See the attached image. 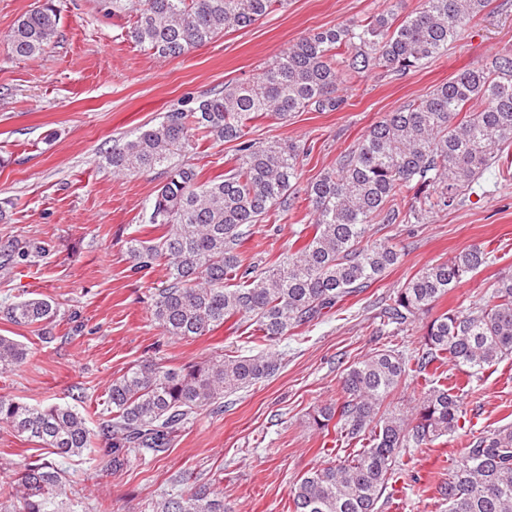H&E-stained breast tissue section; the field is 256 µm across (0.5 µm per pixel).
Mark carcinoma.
<instances>
[{"label":"carcinoma","mask_w":512,"mask_h":512,"mask_svg":"<svg viewBox=\"0 0 512 512\" xmlns=\"http://www.w3.org/2000/svg\"><path fill=\"white\" fill-rule=\"evenodd\" d=\"M398 0L349 23L308 33L247 83L220 93L116 142L104 156L118 175L160 170L164 181L148 206L147 223L161 234L133 237L127 250L138 269L164 264L169 284L156 295L155 323L168 336H205L224 322L249 323L250 343L271 345L288 332L325 317L349 296L378 281L398 261L393 248L367 240L369 224L422 223L433 209L453 208L494 164L512 178V48L492 68H469L426 97L384 113L336 167L304 189L314 233L296 252L262 268L243 266L238 248L250 228L293 207L305 150L288 142L249 137L248 123L288 120L294 112H338L372 72L406 76L448 51L480 16L487 0H422L398 18ZM288 6V0H100L106 14L133 17L130 37L143 52L176 58L229 31L246 29ZM54 0L22 15L8 35L18 58L40 55L57 37ZM237 143L224 174L201 179L180 160L195 138ZM415 200L402 207L407 198ZM493 251L473 245L415 273L384 308L401 328L429 312L468 275L492 262ZM17 326H48L58 304L30 298L0 307ZM29 349L0 336V372L23 364ZM512 355V274L488 287L467 311L448 309L428 321L422 351L404 356L383 348L346 369L344 399L317 407L313 425H333L362 448L299 478L289 490L293 512H378L389 481L409 448L464 428L458 396L425 391L411 416L382 410L403 381L425 376L446 359L478 373ZM279 369L272 353L231 356L179 368L148 361L112 380L97 426L68 406L43 408L0 394V424L17 437L63 459L105 443L107 466L136 453H163L198 411L224 408V397L256 385ZM63 471L55 461L23 457L18 478L0 483V512H57ZM448 512H512V426L470 441L440 487ZM155 512H225L224 498L199 486L169 494Z\"/></svg>","instance_id":"carcinoma-1"}]
</instances>
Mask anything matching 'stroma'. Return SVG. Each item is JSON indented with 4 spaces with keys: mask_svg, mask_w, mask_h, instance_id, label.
Listing matches in <instances>:
<instances>
[{
    "mask_svg": "<svg viewBox=\"0 0 512 512\" xmlns=\"http://www.w3.org/2000/svg\"><path fill=\"white\" fill-rule=\"evenodd\" d=\"M35 2L0 0V304L50 298L60 316L46 340L38 328L0 315V335L30 350L24 364L0 373V393L33 405L71 406L94 419L108 384L132 366L160 359L180 367L262 351L243 342L245 326L232 320L196 339L164 335L151 305L167 271H134L127 252L130 237L154 236L143 215L163 177L156 170L112 174L103 153L162 113L251 80L301 36L363 17L377 0H288L286 10L170 59L142 52L125 19L104 15L98 0H55V41L39 58L22 60L7 36ZM505 47H512V0H489L463 39L418 71L368 75L343 110L259 120L251 136L308 146L301 181L309 183L333 169L381 115L465 69L491 66ZM234 156V143L208 139L186 159L211 178ZM310 221L301 200L276 223L253 226L239 249L242 259L263 266L298 250L313 233ZM368 238L393 246L397 264L339 310L284 336L273 348L280 362L275 375L226 396L223 411H199L166 453L130 456L117 470L105 469L99 451L60 461L68 492L63 512H145L189 484L218 487L230 512H291L294 482L326 456L356 450L336 429L311 427L310 413L341 399L343 374L354 362L379 348L409 354L423 344L424 320L402 331L386 324L383 309L393 291L426 265L475 244L493 248L495 261L445 295L436 312L474 306L501 273L512 271V181L489 168L463 205L433 211L420 224H370ZM18 241L29 246L28 260L13 256ZM444 375L459 389L465 432L414 449L379 512H448L439 487L463 437L512 425V356L471 377L451 369Z\"/></svg>",
    "mask_w": 512,
    "mask_h": 512,
    "instance_id": "stroma-1",
    "label": "stroma"
}]
</instances>
